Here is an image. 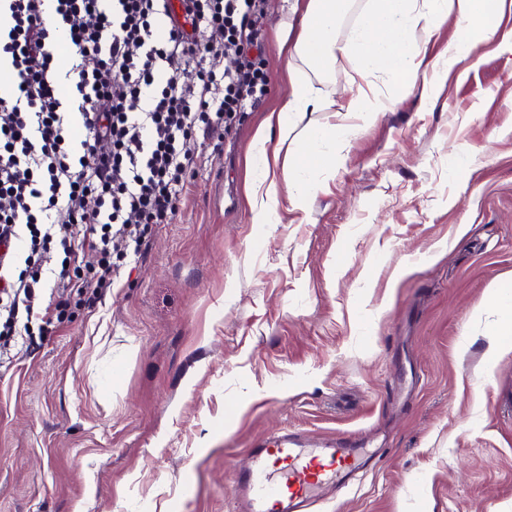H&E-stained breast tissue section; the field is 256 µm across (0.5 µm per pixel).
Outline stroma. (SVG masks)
Segmentation results:
<instances>
[{"mask_svg": "<svg viewBox=\"0 0 512 512\" xmlns=\"http://www.w3.org/2000/svg\"><path fill=\"white\" fill-rule=\"evenodd\" d=\"M290 0H265L270 91L201 164L173 223L92 307L42 320L0 364V512H236L249 450L363 434L369 466L310 512H512V39L448 66L434 100L308 78L343 112L300 211L257 224L246 157L288 94ZM360 79L383 112L346 115Z\"/></svg>", "mask_w": 512, "mask_h": 512, "instance_id": "1", "label": "stroma"}]
</instances>
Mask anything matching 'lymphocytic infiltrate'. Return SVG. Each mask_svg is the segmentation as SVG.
I'll return each instance as SVG.
<instances>
[{
  "label": "lymphocytic infiltrate",
  "instance_id": "lymphocytic-infiltrate-1",
  "mask_svg": "<svg viewBox=\"0 0 512 512\" xmlns=\"http://www.w3.org/2000/svg\"><path fill=\"white\" fill-rule=\"evenodd\" d=\"M181 9L158 42L167 0H0V63L15 75L0 96V355L37 290L56 294L60 323L113 288L150 225L173 223L199 163L194 137L230 129L267 95L253 56L263 0Z\"/></svg>",
  "mask_w": 512,
  "mask_h": 512
}]
</instances>
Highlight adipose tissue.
I'll return each instance as SVG.
<instances>
[{
    "label": "adipose tissue",
    "instance_id": "ef3b65f1",
    "mask_svg": "<svg viewBox=\"0 0 512 512\" xmlns=\"http://www.w3.org/2000/svg\"><path fill=\"white\" fill-rule=\"evenodd\" d=\"M507 0H376L361 17L346 42L336 39V22L347 0H292L284 22L278 49L287 60H300V67H288L289 93L278 110L263 119L251 144V154L260 163L247 184L248 203L257 224L267 223L280 199L291 208L306 209L321 186V176L336 161L328 146L335 141L339 125L316 126L310 140L301 144L294 157L281 155L294 129L297 116L323 101L306 79L307 71L322 74L335 63L337 55H353L360 72L379 70L401 80L404 89L433 99L446 66L427 60L426 46L438 21L454 20L461 28L477 29L479 40L460 41L448 53L453 62L475 59L479 42L500 35L498 18Z\"/></svg>",
    "mask_w": 512,
    "mask_h": 512
}]
</instances>
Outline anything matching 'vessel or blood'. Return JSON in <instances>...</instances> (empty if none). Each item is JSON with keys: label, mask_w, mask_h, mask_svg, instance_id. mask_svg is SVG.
Returning a JSON list of instances; mask_svg holds the SVG:
<instances>
[{"label": "vessel or blood", "mask_w": 512, "mask_h": 512, "mask_svg": "<svg viewBox=\"0 0 512 512\" xmlns=\"http://www.w3.org/2000/svg\"><path fill=\"white\" fill-rule=\"evenodd\" d=\"M365 463L358 445L308 448L292 433L254 449L251 467L239 472V512H303L328 485L345 481Z\"/></svg>", "instance_id": "vessel-or-blood-1"}]
</instances>
